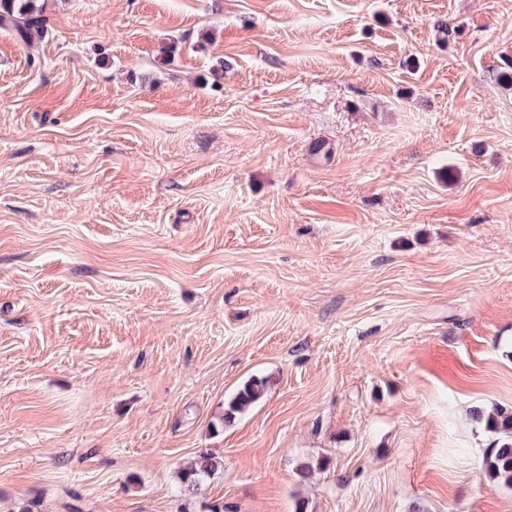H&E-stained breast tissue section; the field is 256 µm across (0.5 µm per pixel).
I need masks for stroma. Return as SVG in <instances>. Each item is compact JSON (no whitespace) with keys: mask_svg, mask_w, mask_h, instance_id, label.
I'll return each mask as SVG.
<instances>
[{"mask_svg":"<svg viewBox=\"0 0 512 512\" xmlns=\"http://www.w3.org/2000/svg\"><path fill=\"white\" fill-rule=\"evenodd\" d=\"M43 3L39 60L0 28V512H512L470 417L512 410V0ZM270 386V378L266 376L255 375L250 377L241 387L238 388L234 396L228 401L224 412L219 421L220 425L230 423L237 415L242 414L254 404L263 399ZM222 467V462L208 453H200L179 471L180 493L192 497L200 493L207 481Z\"/></svg>","mask_w":512,"mask_h":512,"instance_id":"1","label":"stroma"}]
</instances>
